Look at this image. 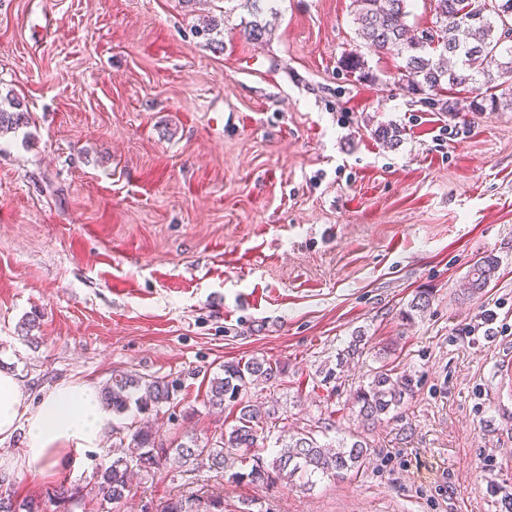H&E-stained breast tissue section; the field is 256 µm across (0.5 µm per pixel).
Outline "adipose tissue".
Instances as JSON below:
<instances>
[{
  "label": "adipose tissue",
  "mask_w": 512,
  "mask_h": 512,
  "mask_svg": "<svg viewBox=\"0 0 512 512\" xmlns=\"http://www.w3.org/2000/svg\"><path fill=\"white\" fill-rule=\"evenodd\" d=\"M107 427L98 387L63 383L29 407L11 370L0 368V443L22 435L25 453L18 466L39 477L51 464L98 447Z\"/></svg>",
  "instance_id": "obj_1"
}]
</instances>
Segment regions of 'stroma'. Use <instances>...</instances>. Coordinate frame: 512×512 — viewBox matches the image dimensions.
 <instances>
[{"mask_svg": "<svg viewBox=\"0 0 512 512\" xmlns=\"http://www.w3.org/2000/svg\"><path fill=\"white\" fill-rule=\"evenodd\" d=\"M353 0H0V90L31 114L0 136V365L30 404L132 372L169 403L113 416L101 447L14 473L16 499L85 486L118 437L234 424L209 411L227 361L279 362L247 398L320 442L370 444L358 473L266 486L167 464L111 512L219 493L224 512H512V109L417 103L373 53ZM215 17L212 42L196 33ZM266 22L263 42L242 31ZM358 51L368 78L346 73ZM401 130L397 146L376 135ZM489 286L463 294L476 260ZM427 311L402 314L418 296ZM490 326H481L486 311ZM38 326L25 337L22 322ZM360 357L337 367L353 336ZM411 381L376 425L352 395L381 365ZM334 378H327V371ZM497 265V261L490 256L478 259L463 283L464 290H467L469 295H475L484 290L489 285ZM497 379L500 385L501 402L508 409L512 405V352L508 351L497 365Z\"/></svg>", "mask_w": 512, "mask_h": 512, "instance_id": "stroma-1", "label": "stroma"}]
</instances>
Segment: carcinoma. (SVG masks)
<instances>
[{
  "label": "carcinoma",
  "instance_id": "1",
  "mask_svg": "<svg viewBox=\"0 0 512 512\" xmlns=\"http://www.w3.org/2000/svg\"><path fill=\"white\" fill-rule=\"evenodd\" d=\"M359 8L353 23L369 46L378 53L397 51L403 58L394 81L410 94L423 95V102L440 104L439 96L446 89L460 88L479 101L475 108L498 109L501 88L512 90V0H434L436 25L410 34L405 23L410 0H357ZM349 73L365 76V61L356 51L342 60ZM30 114L21 100L12 93L0 96V135L14 132L29 124ZM497 268L490 257L478 259L469 271L463 288L470 295L486 288ZM283 368L276 362L253 358L244 363H224L223 375L210 381L207 403L210 409L222 412L231 406L238 410L236 423L207 439L187 437L171 448H161L152 433L136 430L131 435L134 455H119L101 467L93 478L100 495L101 509L125 497L129 491L131 466L150 472L174 458L179 467L195 470L206 466L217 472L228 468L229 462L247 461L246 451L257 447L260 435L276 429L279 417L275 408L266 410L245 400L250 385L262 381L274 384ZM411 391L410 380L393 369L382 366L371 381L354 393L357 416L370 426L392 410L400 408ZM174 387L163 380L137 374L119 373L101 391V401L116 415L132 410L150 411L169 402ZM369 456L368 443L357 439L351 443L337 441V446L320 444L313 432L296 431L281 444L271 460L254 459L249 471H235L231 478L251 483L291 484L295 480L311 483L315 476L344 478L359 471ZM6 478L0 479V512H42L33 500L17 503L1 490ZM56 507L77 508L83 499L82 490H69L60 485L48 494ZM163 512H224L221 494L198 496L191 500H175Z\"/></svg>",
  "mask_w": 512,
  "mask_h": 512
}]
</instances>
